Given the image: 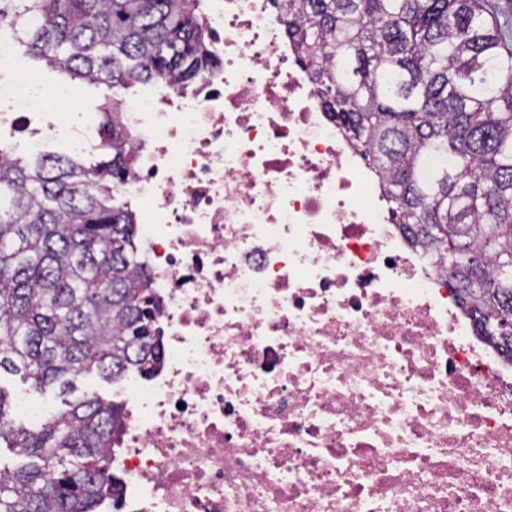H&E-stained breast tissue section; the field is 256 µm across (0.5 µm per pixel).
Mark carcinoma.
Masks as SVG:
<instances>
[{"label":"carcinoma","mask_w":512,"mask_h":512,"mask_svg":"<svg viewBox=\"0 0 512 512\" xmlns=\"http://www.w3.org/2000/svg\"><path fill=\"white\" fill-rule=\"evenodd\" d=\"M192 0H0V24L70 79L108 90L215 65ZM323 104L372 164L391 213L435 252L481 334L512 350V15L484 0H271ZM29 162L0 146V373L65 392L96 373L146 376L159 359L140 238L112 179L132 157ZM0 387V512H97L122 406L87 397L35 428Z\"/></svg>","instance_id":"cac0c4a2"}]
</instances>
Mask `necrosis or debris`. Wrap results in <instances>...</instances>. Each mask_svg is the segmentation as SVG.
Instances as JSON below:
<instances>
[{"label":"necrosis or debris","instance_id":"1","mask_svg":"<svg viewBox=\"0 0 512 512\" xmlns=\"http://www.w3.org/2000/svg\"><path fill=\"white\" fill-rule=\"evenodd\" d=\"M216 59L119 106L162 355L98 512H512V357L410 245L270 0H194ZM0 25V130L100 150Z\"/></svg>","mask_w":512,"mask_h":512}]
</instances>
